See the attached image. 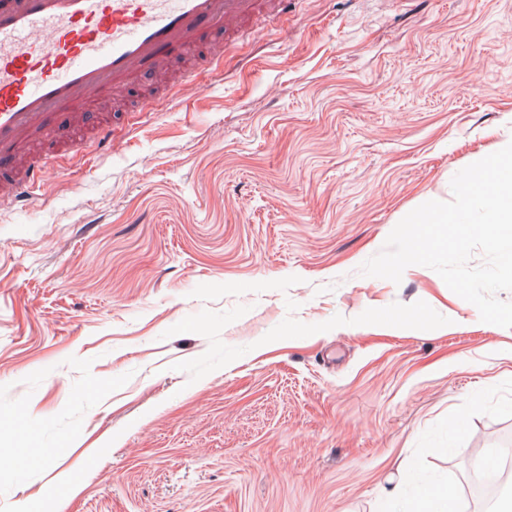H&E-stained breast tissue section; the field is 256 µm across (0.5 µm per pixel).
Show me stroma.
Instances as JSON below:
<instances>
[{
    "label": "stroma",
    "mask_w": 512,
    "mask_h": 512,
    "mask_svg": "<svg viewBox=\"0 0 512 512\" xmlns=\"http://www.w3.org/2000/svg\"><path fill=\"white\" fill-rule=\"evenodd\" d=\"M0 213V512H400L512 439V328L368 277L512 142V0H290Z\"/></svg>",
    "instance_id": "obj_1"
}]
</instances>
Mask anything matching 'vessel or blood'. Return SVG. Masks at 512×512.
<instances>
[{
  "instance_id": "vessel-or-blood-1",
  "label": "vessel or blood",
  "mask_w": 512,
  "mask_h": 512,
  "mask_svg": "<svg viewBox=\"0 0 512 512\" xmlns=\"http://www.w3.org/2000/svg\"><path fill=\"white\" fill-rule=\"evenodd\" d=\"M288 0H0V208L57 172L34 151L81 130L87 107L121 96L147 72L164 73L216 30L277 15Z\"/></svg>"
}]
</instances>
